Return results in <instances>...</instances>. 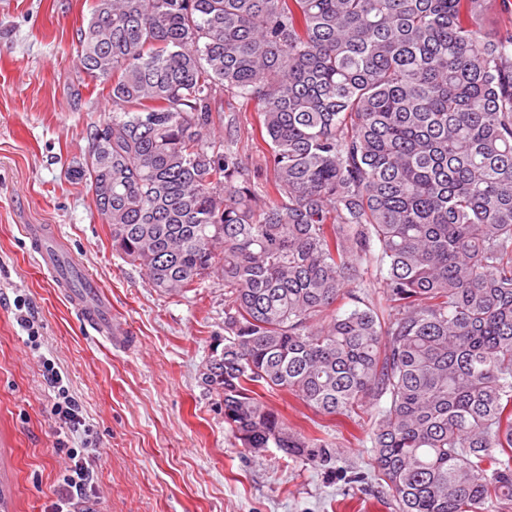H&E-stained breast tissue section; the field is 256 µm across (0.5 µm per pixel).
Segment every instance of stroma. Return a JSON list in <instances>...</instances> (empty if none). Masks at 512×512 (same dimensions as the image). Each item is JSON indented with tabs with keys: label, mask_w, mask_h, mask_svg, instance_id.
<instances>
[{
	"label": "stroma",
	"mask_w": 512,
	"mask_h": 512,
	"mask_svg": "<svg viewBox=\"0 0 512 512\" xmlns=\"http://www.w3.org/2000/svg\"><path fill=\"white\" fill-rule=\"evenodd\" d=\"M94 0H0V488L8 512H44L71 464L57 447L43 376L53 360L86 421L69 445L89 467L75 512H399L371 466L369 419L316 413L284 391L263 402L289 427L332 443L313 464L276 448H243L202 364L224 349V281L214 274L184 296L156 291L139 265L112 248L92 192L77 170L91 126L112 102L78 67L77 31ZM224 118L248 163L263 143L252 133L255 106L225 97ZM50 224L109 294L112 312L136 333L111 345L87 330L21 231ZM26 298L42 327L32 348L17 323ZM364 473L361 485L349 484Z\"/></svg>",
	"instance_id": "obj_1"
}]
</instances>
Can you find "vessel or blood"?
I'll use <instances>...</instances> for the list:
<instances>
[{
	"instance_id": "b4317fda",
	"label": "vessel or blood",
	"mask_w": 512,
	"mask_h": 512,
	"mask_svg": "<svg viewBox=\"0 0 512 512\" xmlns=\"http://www.w3.org/2000/svg\"><path fill=\"white\" fill-rule=\"evenodd\" d=\"M25 232L42 265L51 273L56 287L61 289L84 326L108 343L119 346L134 343L131 327L113 320L105 295L98 293L95 279L73 258L56 228L48 224H29Z\"/></svg>"
}]
</instances>
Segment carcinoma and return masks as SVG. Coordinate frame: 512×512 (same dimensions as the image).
<instances>
[{
  "label": "carcinoma",
  "instance_id": "cac0c4a2",
  "mask_svg": "<svg viewBox=\"0 0 512 512\" xmlns=\"http://www.w3.org/2000/svg\"><path fill=\"white\" fill-rule=\"evenodd\" d=\"M489 2L95 0L78 34L113 108L77 174L151 287L221 271L201 376L235 438L323 462L258 390L371 406L400 512L512 505V28ZM226 94L257 106L259 167L232 128L207 140Z\"/></svg>",
  "mask_w": 512,
  "mask_h": 512
}]
</instances>
